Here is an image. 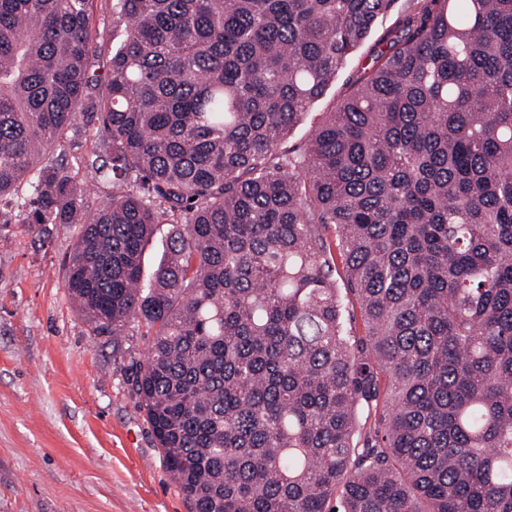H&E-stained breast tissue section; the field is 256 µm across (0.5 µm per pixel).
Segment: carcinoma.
Returning a JSON list of instances; mask_svg holds the SVG:
<instances>
[{
    "instance_id": "cac0c4a2",
    "label": "carcinoma",
    "mask_w": 512,
    "mask_h": 512,
    "mask_svg": "<svg viewBox=\"0 0 512 512\" xmlns=\"http://www.w3.org/2000/svg\"><path fill=\"white\" fill-rule=\"evenodd\" d=\"M393 2L112 0L100 75L89 0H0V204L31 180L91 332L151 337L131 388L190 512H512V0L409 8L281 149ZM82 118L85 219L43 162ZM411 2V0H396L392 7L379 17L370 39L352 55L326 94L312 105L303 120L292 129L283 144L284 148L303 147L306 144L312 129L323 119L324 113L331 112L350 92L356 81L371 68L375 52L384 47L379 45L380 39L393 27L397 15ZM81 135L73 144L67 140L61 147L50 151L47 158L50 162L63 163L73 173H77L76 180L84 195L86 214L95 211L100 204L112 195V182L95 175L85 168V160L94 154L104 155L102 139L96 133V125H84Z\"/></svg>"
}]
</instances>
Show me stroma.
Returning a JSON list of instances; mask_svg holds the SVG:
<instances>
[{
    "mask_svg": "<svg viewBox=\"0 0 512 512\" xmlns=\"http://www.w3.org/2000/svg\"><path fill=\"white\" fill-rule=\"evenodd\" d=\"M411 0H395L284 142L301 147L373 64L381 38ZM100 67L121 32L112 0H90ZM94 126L48 155L75 173L87 211L112 194L86 169L101 153ZM71 229L31 232L17 206L0 211V512H189L171 482L128 378L148 342L141 330L94 335L69 299L61 262Z\"/></svg>",
    "mask_w": 512,
    "mask_h": 512,
    "instance_id": "35a3bbf8",
    "label": "stroma"
}]
</instances>
